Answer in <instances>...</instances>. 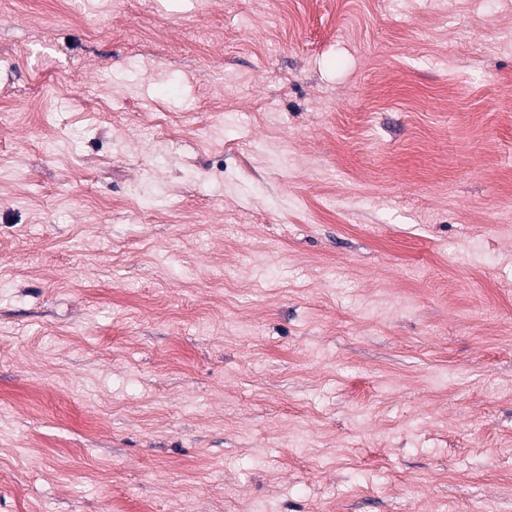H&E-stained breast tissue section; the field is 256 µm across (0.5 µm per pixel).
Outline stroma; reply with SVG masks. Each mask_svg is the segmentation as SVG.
<instances>
[{
	"label": "stroma",
	"mask_w": 512,
	"mask_h": 512,
	"mask_svg": "<svg viewBox=\"0 0 512 512\" xmlns=\"http://www.w3.org/2000/svg\"><path fill=\"white\" fill-rule=\"evenodd\" d=\"M0 0V512H512V0Z\"/></svg>",
	"instance_id": "obj_1"
}]
</instances>
